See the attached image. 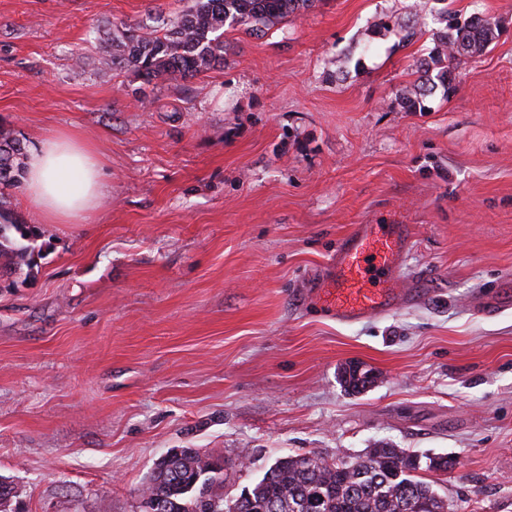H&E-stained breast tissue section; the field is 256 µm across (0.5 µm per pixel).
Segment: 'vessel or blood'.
I'll use <instances>...</instances> for the list:
<instances>
[{
    "instance_id": "vessel-or-blood-1",
    "label": "vessel or blood",
    "mask_w": 512,
    "mask_h": 512,
    "mask_svg": "<svg viewBox=\"0 0 512 512\" xmlns=\"http://www.w3.org/2000/svg\"><path fill=\"white\" fill-rule=\"evenodd\" d=\"M377 245L383 248V260L389 277L378 288L358 287L360 258ZM407 254V225H398L395 233L387 235L380 234L378 225H358L328 263L322 278L324 286L314 293L315 302L326 306L332 316L343 322H358L385 313L404 296L396 276Z\"/></svg>"
}]
</instances>
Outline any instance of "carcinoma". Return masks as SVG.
Listing matches in <instances>:
<instances>
[{
  "instance_id": "obj_1",
  "label": "carcinoma",
  "mask_w": 512,
  "mask_h": 512,
  "mask_svg": "<svg viewBox=\"0 0 512 512\" xmlns=\"http://www.w3.org/2000/svg\"><path fill=\"white\" fill-rule=\"evenodd\" d=\"M315 0H191V6L162 31L144 35L133 27L108 34L99 45V62L115 71H129L145 86L198 77L224 65V32L242 30L264 36L275 25L307 12ZM445 28L433 33L434 46L417 59L420 81L411 94L400 97L408 112H422L436 90L454 91L453 75L468 58L488 48L498 27L480 15L459 22L445 6ZM426 18L384 29L409 44L425 33ZM25 143L0 132V278L7 287L22 267L34 268L38 227L19 220L7 208L4 190L23 177ZM341 382L357 393L369 384L364 372L344 370ZM421 464L402 448L383 445L348 466L330 463L316 453L280 457L253 487L233 498L237 512H448V500L423 480ZM224 456L181 448L162 456L143 490L160 512H224V497L214 491L222 484ZM14 487L0 479V512H16Z\"/></svg>"
}]
</instances>
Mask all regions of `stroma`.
Returning a JSON list of instances; mask_svg holds the SVG:
<instances>
[{"instance_id":"obj_1","label":"stroma","mask_w":512,"mask_h":512,"mask_svg":"<svg viewBox=\"0 0 512 512\" xmlns=\"http://www.w3.org/2000/svg\"><path fill=\"white\" fill-rule=\"evenodd\" d=\"M188 0H0V130L78 131L96 209L38 225L34 273L0 288V476L20 512H141L158 459L222 454L224 493L281 456L420 459L450 512H512V0H453L498 24L422 112L399 97L438 0H318L224 67L141 87L96 28L149 33ZM358 224H406L407 295L336 322L310 294ZM374 382L351 394L341 368ZM426 17L409 19L408 23L404 27L395 25L390 27L389 24L384 26L388 32H394L395 36L398 37V41L404 44L413 42L418 36H421L426 31Z\"/></svg>"}]
</instances>
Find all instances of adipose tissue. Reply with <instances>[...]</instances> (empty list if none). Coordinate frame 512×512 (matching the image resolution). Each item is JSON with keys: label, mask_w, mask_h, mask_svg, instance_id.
I'll list each match as a JSON object with an SVG mask.
<instances>
[{"label": "adipose tissue", "mask_w": 512, "mask_h": 512, "mask_svg": "<svg viewBox=\"0 0 512 512\" xmlns=\"http://www.w3.org/2000/svg\"><path fill=\"white\" fill-rule=\"evenodd\" d=\"M25 191L48 223L85 220L102 192V166L93 145L71 130L42 139L27 154Z\"/></svg>", "instance_id": "adipose-tissue-1"}]
</instances>
